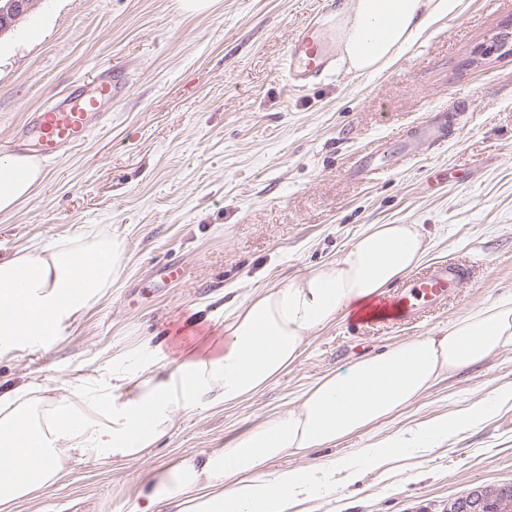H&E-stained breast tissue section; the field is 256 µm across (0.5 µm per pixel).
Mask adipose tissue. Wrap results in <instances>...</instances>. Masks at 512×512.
<instances>
[{
	"label": "adipose tissue",
	"mask_w": 512,
	"mask_h": 512,
	"mask_svg": "<svg viewBox=\"0 0 512 512\" xmlns=\"http://www.w3.org/2000/svg\"><path fill=\"white\" fill-rule=\"evenodd\" d=\"M455 9L456 0H349L344 54L358 73L381 71L435 16ZM44 177L34 156L0 159V212L30 197ZM426 249L418 225L373 224L338 259L235 302L218 348L188 350L164 364L145 337L113 359L108 392H96L85 377L61 397L33 382L0 389V512L61 484L75 465L149 459L179 411H218L251 399L299 360L312 334L365 308L413 271ZM124 254L122 239L101 235L83 248L35 246L0 259V355L17 349L22 337L59 335L119 279ZM505 350H512V296L322 375L293 407L260 419L222 448L148 470L133 491L131 512H297L300 495H336L394 454L433 449L488 420L496 407L474 402L399 429L355 456L305 468L286 466V459L335 447Z\"/></svg>",
	"instance_id": "obj_1"
}]
</instances>
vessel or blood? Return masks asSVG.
Returning a JSON list of instances; mask_svg holds the SVG:
<instances>
[{
    "label": "vessel or blood",
    "instance_id": "obj_1",
    "mask_svg": "<svg viewBox=\"0 0 512 512\" xmlns=\"http://www.w3.org/2000/svg\"><path fill=\"white\" fill-rule=\"evenodd\" d=\"M344 40L342 17L331 10L315 15L292 38L282 59L287 81L302 87L330 75L336 67V50ZM124 87L123 76L106 72L100 74L92 87H77L51 105L31 113L28 126L35 136L37 151L51 157L81 144L92 126L102 120V103L120 99ZM445 137L442 119L425 117L413 133L395 134L387 148L367 153L361 160V171L370 179L388 174L396 163L413 158L421 145L433 146ZM468 276L462 266L439 263L425 275L409 278L393 293L378 298L364 312L362 320L371 325L415 320L443 305Z\"/></svg>",
    "mask_w": 512,
    "mask_h": 512
}]
</instances>
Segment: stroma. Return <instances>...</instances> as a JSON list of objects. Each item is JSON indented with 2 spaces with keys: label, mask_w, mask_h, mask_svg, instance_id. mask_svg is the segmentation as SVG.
<instances>
[{
  "label": "stroma",
  "mask_w": 512,
  "mask_h": 512,
  "mask_svg": "<svg viewBox=\"0 0 512 512\" xmlns=\"http://www.w3.org/2000/svg\"><path fill=\"white\" fill-rule=\"evenodd\" d=\"M346 0H215L188 14L177 0H40L0 38V143L29 112L102 70L127 90L108 124L44 159L34 195L0 213V258L37 241L82 246L95 234L125 243L121 279L54 341L0 357V387L33 380L67 392L91 374L112 384V358L153 339L158 357L216 345L234 296L283 284L336 258L373 224L419 225V266L462 264L470 277L421 320L375 328L354 317L317 332L277 383L223 411L179 412L149 463L76 466L66 486L14 512H129L147 467L223 447L265 415L292 407L319 376L512 294V0H457L381 72L344 60L324 81L294 89L281 61L294 34ZM456 105L445 142L376 179L360 156L425 113ZM170 260L186 270L167 284ZM512 387V351L439 383L393 421L318 449L301 465L354 455L400 426L494 400ZM512 484V402L448 436L432 454L397 459L344 496H312L303 512H448L455 498Z\"/></svg>",
  "instance_id": "obj_1"
}]
</instances>
